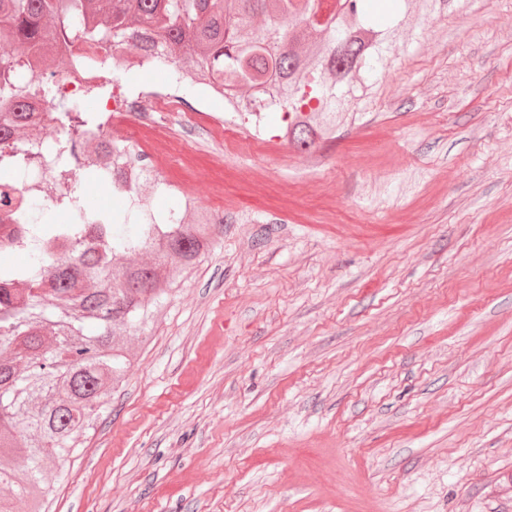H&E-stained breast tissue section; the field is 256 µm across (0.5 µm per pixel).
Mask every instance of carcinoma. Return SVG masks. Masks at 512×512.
<instances>
[{
  "mask_svg": "<svg viewBox=\"0 0 512 512\" xmlns=\"http://www.w3.org/2000/svg\"><path fill=\"white\" fill-rule=\"evenodd\" d=\"M328 0H0V107L23 98L43 105L52 85L33 78L72 44L90 49L128 45L130 35L152 37L163 50L158 64L191 73L223 90L243 112H281L284 136L312 152L333 138L345 100L377 81L403 20L398 10L373 0H337L328 20L313 18ZM64 147L75 146L97 126L93 111L70 110ZM40 117L0 135V205L27 213L29 235L19 248L57 251L52 269L0 267V360L25 358L32 370L15 380L0 369V449L23 453L29 469L0 468V492L27 494L38 512L51 495L40 483L47 463L79 451L83 439L112 405L133 358L120 344L123 332H144L164 295L178 286L213 246L211 217L190 208L180 224L162 232L129 213L93 224L57 227L47 212H31L8 176L24 171L37 150ZM56 208L95 215L77 192ZM152 255L149 263L131 257ZM55 346L42 348L41 337Z\"/></svg>",
  "mask_w": 512,
  "mask_h": 512,
  "instance_id": "1",
  "label": "carcinoma"
}]
</instances>
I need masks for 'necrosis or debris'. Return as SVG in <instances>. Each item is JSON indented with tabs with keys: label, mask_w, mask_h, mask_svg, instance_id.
I'll return each instance as SVG.
<instances>
[{
	"label": "necrosis or debris",
	"mask_w": 512,
	"mask_h": 512,
	"mask_svg": "<svg viewBox=\"0 0 512 512\" xmlns=\"http://www.w3.org/2000/svg\"><path fill=\"white\" fill-rule=\"evenodd\" d=\"M89 53V48L74 45L63 56L52 78L57 97L76 107L83 104L87 84L92 78L81 65ZM185 87V77L178 76L164 84L144 82L133 89L113 90L111 97L99 104L100 124L89 136L102 161L100 184L103 189L110 196L125 200L127 206L147 208V221L151 224L176 223L177 204L183 199L182 188L189 179L187 171L197 163L194 153L182 142L180 128L201 129L221 144H247L257 155L275 146L274 140L260 131V118H253L256 131L245 138L241 135L240 113L229 108L213 111L211 103L218 95L216 89L203 86L195 97L189 98L184 93ZM41 117L42 150L46 160L22 173L15 183L20 194L50 210L70 186L57 181L52 172L57 163L54 148L62 138L60 114L46 107ZM118 142L126 145L130 159L136 161L135 166L113 158L112 146ZM158 183L175 199L176 205L156 213L148 208L152 194L140 192L139 187Z\"/></svg>",
	"instance_id": "4bbe7bcc"
}]
</instances>
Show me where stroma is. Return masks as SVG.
Returning a JSON list of instances; mask_svg holds the SVG:
<instances>
[{
	"label": "stroma",
	"instance_id": "obj_1",
	"mask_svg": "<svg viewBox=\"0 0 512 512\" xmlns=\"http://www.w3.org/2000/svg\"><path fill=\"white\" fill-rule=\"evenodd\" d=\"M395 55L313 160L194 141L214 247L51 512H512V0Z\"/></svg>",
	"mask_w": 512,
	"mask_h": 512
}]
</instances>
